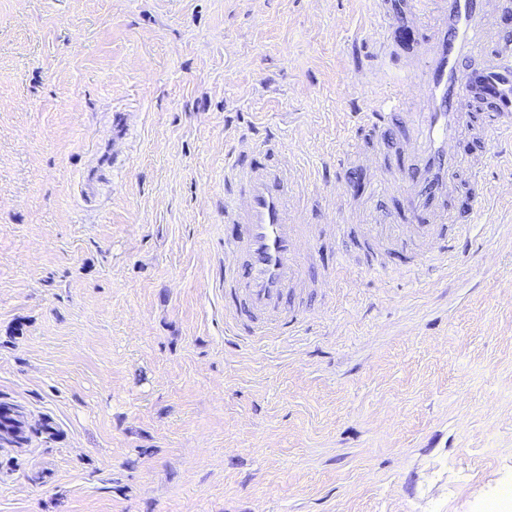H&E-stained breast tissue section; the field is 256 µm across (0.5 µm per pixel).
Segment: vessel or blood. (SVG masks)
I'll return each instance as SVG.
<instances>
[{
	"label": "vessel or blood",
	"instance_id": "b4317fda",
	"mask_svg": "<svg viewBox=\"0 0 512 512\" xmlns=\"http://www.w3.org/2000/svg\"><path fill=\"white\" fill-rule=\"evenodd\" d=\"M511 14L512 0H412L406 21L380 7L383 34L370 46L401 61L407 81L354 113L336 181L354 201V175L370 172V197L401 199L399 215L312 229L293 217L306 172L273 135L242 138L225 154L224 221L238 231L224 240V321L237 335H296L292 303L327 240L352 245L367 272L388 270L397 250L413 270L447 263L461 229L454 198L477 206L488 193L462 141L512 154V39L500 33Z\"/></svg>",
	"mask_w": 512,
	"mask_h": 512
}]
</instances>
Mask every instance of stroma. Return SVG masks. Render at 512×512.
Here are the masks:
<instances>
[{"mask_svg": "<svg viewBox=\"0 0 512 512\" xmlns=\"http://www.w3.org/2000/svg\"><path fill=\"white\" fill-rule=\"evenodd\" d=\"M376 12L0 0V512H512V166L432 275L330 253L297 335L224 333V154L274 132L346 220Z\"/></svg>", "mask_w": 512, "mask_h": 512, "instance_id": "1", "label": "stroma"}]
</instances>
